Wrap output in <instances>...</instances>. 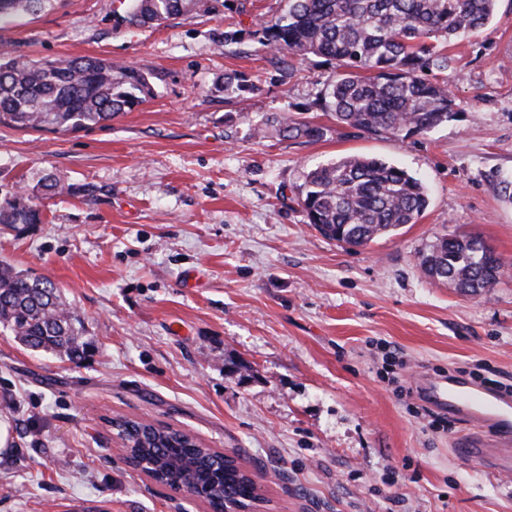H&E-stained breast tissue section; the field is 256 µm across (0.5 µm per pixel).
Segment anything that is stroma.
<instances>
[{
    "mask_svg": "<svg viewBox=\"0 0 512 512\" xmlns=\"http://www.w3.org/2000/svg\"><path fill=\"white\" fill-rule=\"evenodd\" d=\"M285 6L229 0L131 27L119 0H53L0 22L1 59L97 57L155 89L76 133L0 127V203L21 192L43 213L0 224V262L53 281L91 342L73 363L0 331V512H210L123 463L118 417L236 457L264 490L258 512H512V475L455 455L467 423L425 428L399 393L448 374L512 382V272L466 296L418 267L444 234L512 265V0L450 49L456 118L409 139L305 111L338 66L284 75L252 32ZM230 26L243 36L228 45ZM231 71L257 92L227 102L216 81ZM273 113L324 135L255 136ZM354 154L406 168L429 205L352 249L308 224L300 189Z\"/></svg>",
    "mask_w": 512,
    "mask_h": 512,
    "instance_id": "stroma-1",
    "label": "stroma"
}]
</instances>
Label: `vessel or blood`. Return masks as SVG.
I'll list each match as a JSON object with an SVG mask.
<instances>
[{
    "mask_svg": "<svg viewBox=\"0 0 512 512\" xmlns=\"http://www.w3.org/2000/svg\"><path fill=\"white\" fill-rule=\"evenodd\" d=\"M429 404L470 425L472 433L458 444L459 456L486 463L496 474L512 472V399L490 386L462 381L429 383Z\"/></svg>",
    "mask_w": 512,
    "mask_h": 512,
    "instance_id": "obj_1",
    "label": "vessel or blood"
}]
</instances>
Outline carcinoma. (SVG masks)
<instances>
[{"instance_id": "obj_1", "label": "carcinoma", "mask_w": 512, "mask_h": 512, "mask_svg": "<svg viewBox=\"0 0 512 512\" xmlns=\"http://www.w3.org/2000/svg\"><path fill=\"white\" fill-rule=\"evenodd\" d=\"M52 0H0V21L41 11ZM226 0H121L130 26L161 25L189 13L216 16ZM496 0H288V9L262 21L251 36L279 57L288 77L308 56L337 63L340 70L307 109L331 111L336 123L366 134L421 136L456 115L448 82V47L483 29ZM152 74L112 68L93 57L45 61L0 60V125L19 130L69 133L110 121L154 95ZM258 90L242 72L224 74V98ZM257 131L319 139L321 127L286 114L268 116ZM429 196L423 182L383 160L349 156L310 170L302 205L308 223L322 236L364 247L395 234L424 213ZM41 210L17 194L0 204V224H39ZM473 238L436 239L420 261L429 278L450 282L465 295L493 286L502 263L472 247ZM0 328L25 346L71 362L88 352L85 328L61 289L0 263ZM117 436L134 460L153 464L152 477L170 488L194 484L212 512L233 499L245 508L263 500L261 486L234 459L203 447L171 426L116 421Z\"/></svg>"}]
</instances>
